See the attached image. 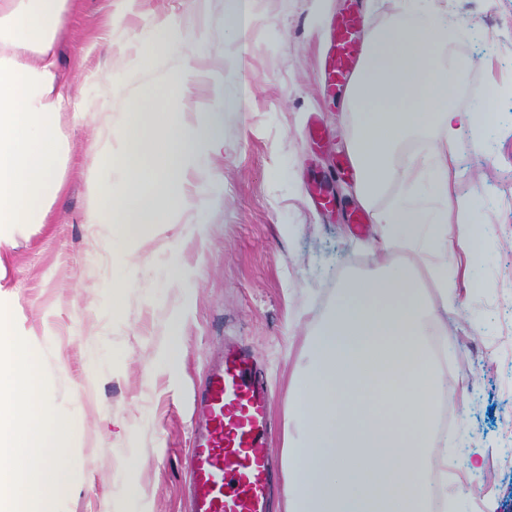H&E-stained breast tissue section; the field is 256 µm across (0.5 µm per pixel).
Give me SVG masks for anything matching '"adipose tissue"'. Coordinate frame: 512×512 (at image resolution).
Masks as SVG:
<instances>
[{"label": "adipose tissue", "instance_id": "1", "mask_svg": "<svg viewBox=\"0 0 512 512\" xmlns=\"http://www.w3.org/2000/svg\"><path fill=\"white\" fill-rule=\"evenodd\" d=\"M74 0H0V247L15 232L45 223L63 186L65 157L59 115L67 94L57 73V39ZM254 21L249 0H237L228 23L204 25L183 38L175 19L153 22L145 36L156 59L171 52L191 65L194 49ZM447 17L403 0L397 21L372 31L346 93L356 118L349 144L354 195L371 209L389 185L395 152L409 134L431 132L430 198L407 197L375 216L384 245L406 243L431 255L426 268L385 262L337 288L299 354L288 388L284 512H432L433 492L448 477L447 441L436 428L440 372L437 337L453 304L448 289V213L465 218L449 176L457 134L482 119L455 108L460 69L440 50L454 40ZM182 81L154 78L144 100L127 106L118 126L95 147L98 172L88 173L91 223L110 225L114 262L121 245L168 223L189 206L187 171L205 151L219 150L217 113L188 122L169 102Z\"/></svg>", "mask_w": 512, "mask_h": 512}]
</instances>
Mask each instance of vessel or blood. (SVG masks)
I'll return each instance as SVG.
<instances>
[{"label":"vessel or blood","mask_w":512,"mask_h":512,"mask_svg":"<svg viewBox=\"0 0 512 512\" xmlns=\"http://www.w3.org/2000/svg\"><path fill=\"white\" fill-rule=\"evenodd\" d=\"M362 20L348 9L336 22L324 86L341 92L363 50ZM187 454L190 512H269L275 456L271 390L248 347L225 345L194 392Z\"/></svg>","instance_id":"vessel-or-blood-1"}]
</instances>
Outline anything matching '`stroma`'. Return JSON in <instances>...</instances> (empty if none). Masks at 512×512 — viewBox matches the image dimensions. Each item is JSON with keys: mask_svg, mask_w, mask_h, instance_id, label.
<instances>
[{"mask_svg": "<svg viewBox=\"0 0 512 512\" xmlns=\"http://www.w3.org/2000/svg\"><path fill=\"white\" fill-rule=\"evenodd\" d=\"M76 0L58 41L57 70L68 91L61 133L67 163L48 221L0 249V298L12 302L47 379V398L80 428L69 438L70 485L60 512H183L191 393L225 341L249 344L273 392L274 452L284 444L288 381L295 354L339 283L375 267L377 233L359 235L343 218L349 193L348 143L354 120L342 97L324 93L320 75L330 33L346 0H252L255 25L195 56L152 64L141 42L157 18L196 25L232 12L233 0ZM434 9L467 28L446 55L460 64V110L488 104L479 84L512 69V0H435ZM182 79L176 112L213 104L212 86L240 105L219 113L221 156L189 171L185 189L201 206L175 224L131 241L123 271L113 266L105 225L86 218L92 144L123 122L156 70ZM111 112L98 111L104 84ZM487 128L481 149L463 130L456 142L455 193L474 199L467 221L483 232L482 264L448 263L457 302L439 357V402L456 426L448 433L457 486L441 512H512V356L492 343L512 323V102ZM323 145L307 140L311 115ZM330 178L340 211L325 212L309 185ZM485 284V291L467 285ZM481 448V468L468 465Z\"/></svg>", "mask_w": 512, "mask_h": 512, "instance_id": "35a3bbf8", "label": "stroma"}]
</instances>
